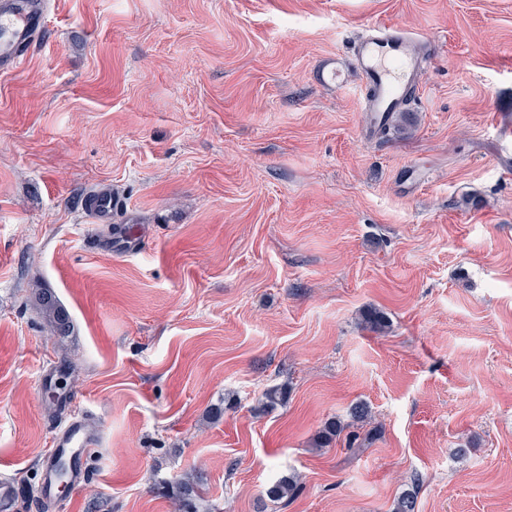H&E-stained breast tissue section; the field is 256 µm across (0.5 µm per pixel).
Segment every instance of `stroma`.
I'll list each match as a JSON object with an SVG mask.
<instances>
[{"label":"stroma","mask_w":512,"mask_h":512,"mask_svg":"<svg viewBox=\"0 0 512 512\" xmlns=\"http://www.w3.org/2000/svg\"><path fill=\"white\" fill-rule=\"evenodd\" d=\"M52 4L0 77L14 512H177L191 473L200 512H512V0ZM376 25L431 44L385 136L353 69ZM103 187L123 206L100 224L80 201ZM66 391L100 442L48 499ZM31 301L39 311L48 328L55 336H67L71 330V320L67 310L49 288L36 285L32 289Z\"/></svg>","instance_id":"stroma-1"}]
</instances>
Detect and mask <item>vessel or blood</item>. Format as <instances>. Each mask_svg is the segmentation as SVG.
Returning a JSON list of instances; mask_svg holds the SVG:
<instances>
[{
    "label": "vessel or blood",
    "instance_id": "1",
    "mask_svg": "<svg viewBox=\"0 0 512 512\" xmlns=\"http://www.w3.org/2000/svg\"><path fill=\"white\" fill-rule=\"evenodd\" d=\"M48 0H0V72L19 70L29 52L47 31ZM428 41L392 27H377L362 37L354 49V66L368 94L362 109L370 115L373 128H380L385 117L399 111L415 93L419 75L430 56ZM120 203L111 193L91 194L82 204L94 220L108 222ZM94 429L79 409H72L59 424L54 448L44 471V490L52 492L58 455L77 453L95 446Z\"/></svg>",
    "mask_w": 512,
    "mask_h": 512
}]
</instances>
